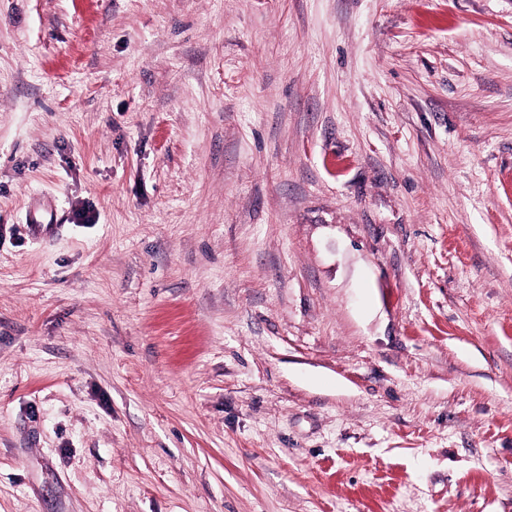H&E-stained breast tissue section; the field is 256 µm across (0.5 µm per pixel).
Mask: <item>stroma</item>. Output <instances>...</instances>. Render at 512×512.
I'll return each mask as SVG.
<instances>
[{
  "label": "stroma",
  "mask_w": 512,
  "mask_h": 512,
  "mask_svg": "<svg viewBox=\"0 0 512 512\" xmlns=\"http://www.w3.org/2000/svg\"><path fill=\"white\" fill-rule=\"evenodd\" d=\"M0 512H512V0H0Z\"/></svg>",
  "instance_id": "obj_1"
}]
</instances>
